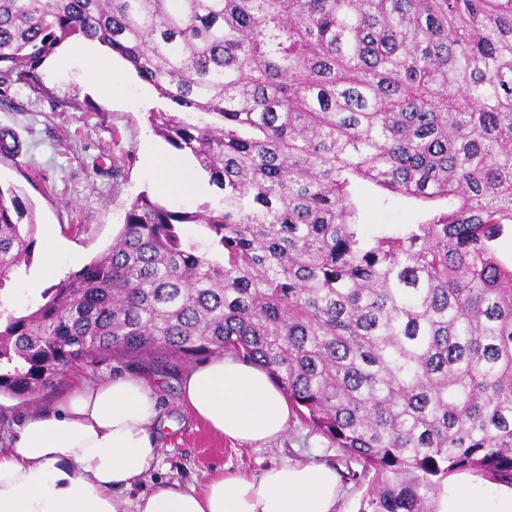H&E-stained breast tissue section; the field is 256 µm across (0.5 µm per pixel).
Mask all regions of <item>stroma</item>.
Here are the masks:
<instances>
[{"mask_svg":"<svg viewBox=\"0 0 512 512\" xmlns=\"http://www.w3.org/2000/svg\"><path fill=\"white\" fill-rule=\"evenodd\" d=\"M172 109L132 71L121 94L103 97L92 86L84 60L67 54L61 45L31 82L0 79V136L20 145L18 155L0 156V188L13 190L36 223L30 263L4 290L10 310L19 312L41 301L43 289L36 275L46 229H54L59 241L56 263L64 277L111 244L138 195L148 194L172 210H193L211 200L208 177L198 170L194 157L175 151L148 121L150 111ZM164 161L191 171L194 187L165 179L160 169ZM359 202L361 221L371 233L382 224L413 223L423 209L407 201L382 206L368 188L360 190ZM191 369L188 363L170 370L112 356L70 366L40 392L23 398L0 395V442L25 417L55 409L79 383L138 378L151 385L159 407L157 462L142 490L158 485L186 490L201 486L216 472L255 476L288 461H312L343 475L340 512H360L373 475L346 479L343 451L298 417H291L280 438L260 447L213 436L182 400Z\"/></svg>","mask_w":512,"mask_h":512,"instance_id":"stroma-1","label":"stroma"}]
</instances>
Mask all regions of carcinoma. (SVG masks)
<instances>
[{
  "label": "carcinoma",
  "mask_w": 512,
  "mask_h": 512,
  "mask_svg": "<svg viewBox=\"0 0 512 512\" xmlns=\"http://www.w3.org/2000/svg\"><path fill=\"white\" fill-rule=\"evenodd\" d=\"M69 39L176 106L150 124L218 196L143 194L43 303L0 302V393L230 353L375 472L363 512H436L457 471L512 485V0H0V72ZM364 185L446 206L368 236ZM35 229L0 189V287Z\"/></svg>",
  "instance_id": "1"
}]
</instances>
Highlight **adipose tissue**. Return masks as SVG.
I'll return each mask as SVG.
<instances>
[{
    "instance_id": "ef3b65f1",
    "label": "adipose tissue",
    "mask_w": 512,
    "mask_h": 512,
    "mask_svg": "<svg viewBox=\"0 0 512 512\" xmlns=\"http://www.w3.org/2000/svg\"><path fill=\"white\" fill-rule=\"evenodd\" d=\"M92 65L105 95L122 86L109 50L71 47ZM189 412L216 435L265 443L287 428L286 396L262 369L220 356L183 384ZM156 396L144 381L117 376L78 384L56 409L24 419L0 448V512H125L119 493L140 485L158 455ZM334 469L288 462L260 476L212 474L200 488L159 486L135 512H338ZM437 512H512V486H488L461 473L448 479Z\"/></svg>"
}]
</instances>
